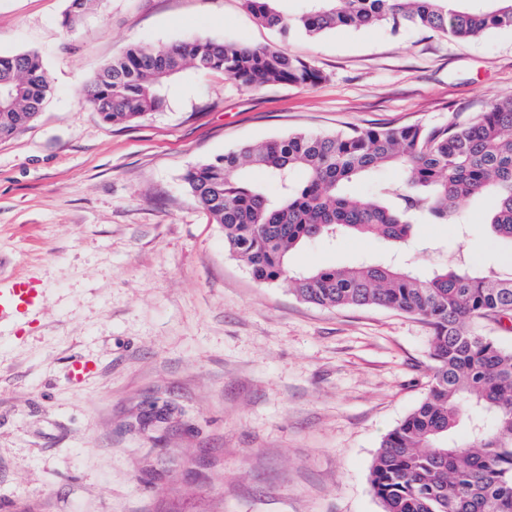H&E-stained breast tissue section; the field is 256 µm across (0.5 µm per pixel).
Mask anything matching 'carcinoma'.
I'll return each instance as SVG.
<instances>
[{
  "instance_id": "obj_1",
  "label": "carcinoma",
  "mask_w": 512,
  "mask_h": 512,
  "mask_svg": "<svg viewBox=\"0 0 512 512\" xmlns=\"http://www.w3.org/2000/svg\"><path fill=\"white\" fill-rule=\"evenodd\" d=\"M72 30L94 0H69ZM260 24L318 36L339 28L412 25L451 38L512 28V0L483 10L463 0H306L295 15L275 0H243ZM219 71L249 87L313 86L322 75L305 61L266 47L186 39L135 43L106 62L85 87L86 102L112 124L145 120L166 103L171 77ZM52 87L40 55H0V140L42 110ZM262 168L274 195L251 182ZM396 167L402 178L378 182L367 196L351 184ZM303 181H293V172ZM187 192L224 230V249L258 282L290 283L314 305L383 306L422 318L431 328L433 375L420 404L382 439L371 489L382 512H512V350L469 328L491 320L512 330V266L440 269L419 276L409 265L364 262L294 273V249L313 241L370 235L403 247L415 226L463 223V204L493 202L487 224L512 244V97L494 101L466 123L298 132L247 144L199 163L182 176ZM465 437L458 436V430Z\"/></svg>"
}]
</instances>
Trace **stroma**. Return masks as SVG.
<instances>
[{
  "instance_id": "stroma-1",
  "label": "stroma",
  "mask_w": 512,
  "mask_h": 512,
  "mask_svg": "<svg viewBox=\"0 0 512 512\" xmlns=\"http://www.w3.org/2000/svg\"><path fill=\"white\" fill-rule=\"evenodd\" d=\"M69 0H0V54L41 56L52 96L0 141V276L34 271L45 308L0 338V512H382L370 472L422 400L431 330L383 307L326 308L261 284L186 191L190 167L307 131L465 121L512 95V29L467 40L405 28L311 37L256 22L242 0H97L72 32ZM187 37L280 49L323 75L247 87L184 71L166 107L104 122L83 90L134 43ZM488 204L416 228L426 275L463 251L512 264ZM343 236L290 267L388 259ZM99 362L81 385L69 358Z\"/></svg>"
}]
</instances>
